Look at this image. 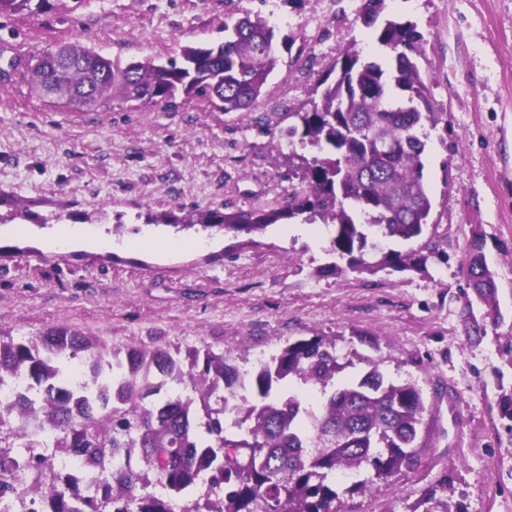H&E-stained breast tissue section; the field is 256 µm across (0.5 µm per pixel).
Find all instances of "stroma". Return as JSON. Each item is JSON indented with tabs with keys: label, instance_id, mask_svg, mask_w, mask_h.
<instances>
[{
	"label": "stroma",
	"instance_id": "obj_1",
	"mask_svg": "<svg viewBox=\"0 0 512 512\" xmlns=\"http://www.w3.org/2000/svg\"><path fill=\"white\" fill-rule=\"evenodd\" d=\"M362 0H86L70 12L0 18V214L16 207L25 237L0 242V333L64 327L123 349L182 346L245 352L243 369L318 335L340 356L384 357L392 379L422 388L433 425L419 465L344 496L341 512H411L431 487L449 512H512V0H391L424 36L418 63L444 125L432 131L423 180L447 261L374 275L324 274L329 232L289 219L256 235L176 231L165 213L283 206L288 137L339 52L385 57ZM284 15L281 62L247 112L206 100L124 103L76 112L40 97L18 63L65 43L112 60L166 62L187 44H218L245 14ZM80 225L102 248L48 252V229ZM184 248L163 253L157 240ZM481 241L500 320L467 285Z\"/></svg>",
	"mask_w": 512,
	"mask_h": 512
}]
</instances>
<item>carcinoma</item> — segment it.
Wrapping results in <instances>:
<instances>
[{
	"mask_svg": "<svg viewBox=\"0 0 512 512\" xmlns=\"http://www.w3.org/2000/svg\"><path fill=\"white\" fill-rule=\"evenodd\" d=\"M86 0H0V16L38 14ZM389 0H364L362 20L387 56V67L365 62L351 48L340 52L318 83L319 100L288 135L317 154L288 156L299 185L279 210H209L160 220L175 228L200 225L226 233L252 234L281 220L331 228V250L350 271L375 274L421 270L428 259L448 260L428 224L432 200L423 180L435 111L416 57L423 35L410 21L384 15ZM277 27L266 16L246 15L224 23V41L182 46L179 57L121 64L80 45L48 50L27 74L42 97L76 111L122 102H171L177 93L205 97L220 112L247 111L265 93L280 57ZM415 240L417 248L393 249L369 262L373 238ZM470 248L469 286L490 312L498 313L494 272ZM368 362L362 375L336 383L353 365L340 361L336 344L321 336L298 339L250 370L229 353L211 349L148 350L130 345L110 350L75 329L56 328L34 339L0 336V390L23 377L27 386L0 403V428L11 429L15 446H0V512L7 501L39 491L27 475L49 457L33 452V437L47 430L112 491L136 505L135 512H169V503L206 475L211 495L188 512H339L336 477L351 476L353 493L386 481L418 463L428 438L423 391L410 379L395 381ZM108 373H103V366ZM320 388L313 407L300 386ZM250 396H245V393ZM126 454L123 468L112 456ZM44 492L55 512H85L92 497L53 478Z\"/></svg>",
	"mask_w": 512,
	"mask_h": 512,
	"instance_id": "cac0c4a2",
	"label": "carcinoma"
}]
</instances>
